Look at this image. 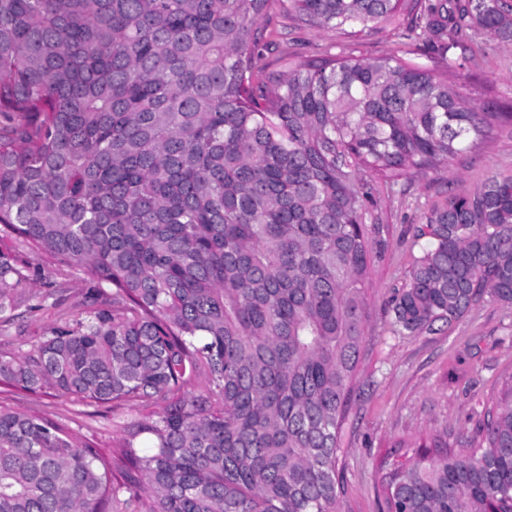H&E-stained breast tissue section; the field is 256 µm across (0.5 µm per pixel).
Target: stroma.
<instances>
[{"instance_id":"1","label":"stroma","mask_w":512,"mask_h":512,"mask_svg":"<svg viewBox=\"0 0 512 512\" xmlns=\"http://www.w3.org/2000/svg\"><path fill=\"white\" fill-rule=\"evenodd\" d=\"M266 63L325 53L375 59L397 54L446 77L450 87L478 107L512 113V48L463 27L460 48L444 65L440 41L430 30L415 40L393 28L354 37L300 25L279 9L261 20ZM512 174V123L497 124L472 149L424 177L375 182L382 203L387 246L370 262L365 291L369 318L356 371L355 389L340 434L338 468L342 512H383L382 477L390 464L407 461L420 444L445 440L453 448H475L503 384L512 380V310L483 302L463 318L438 330L401 335L391 324L389 302L420 254L412 228L448 196L473 193L487 178ZM0 250L16 254L31 288L21 300L27 316L10 328L15 345L40 336L61 317L84 312L95 285L86 276L53 266L41 254L17 252L13 240ZM54 297L58 307L47 304ZM0 402L30 409L79 430L104 453L120 434L112 427V408L82 401L0 390Z\"/></svg>"}]
</instances>
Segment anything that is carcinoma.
<instances>
[{
    "instance_id": "cac0c4a2",
    "label": "carcinoma",
    "mask_w": 512,
    "mask_h": 512,
    "mask_svg": "<svg viewBox=\"0 0 512 512\" xmlns=\"http://www.w3.org/2000/svg\"><path fill=\"white\" fill-rule=\"evenodd\" d=\"M271 2L350 36H412L423 16L422 0H0V231L97 286L80 317L0 350V385L110 403L125 435L109 462L0 405V512H340L368 261L387 245L373 182L437 169L499 113L395 54L265 69ZM456 10L512 47V0ZM447 20L441 3L426 27ZM412 240L397 331L512 307V175L448 197ZM28 287L1 258L0 346ZM384 497L512 512V385L483 446L418 449Z\"/></svg>"
}]
</instances>
